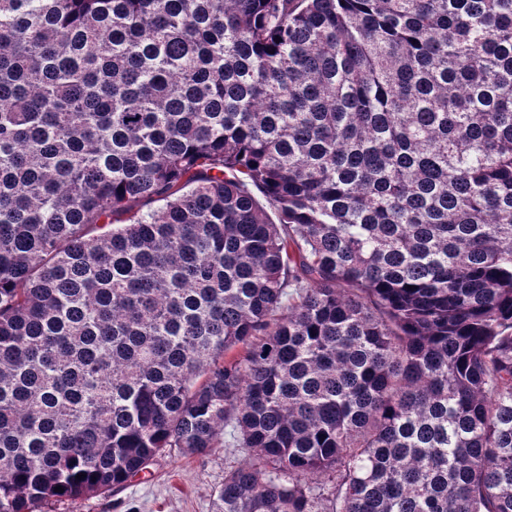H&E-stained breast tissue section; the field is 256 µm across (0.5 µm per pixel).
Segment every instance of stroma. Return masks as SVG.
I'll use <instances>...</instances> for the list:
<instances>
[{
    "label": "stroma",
    "mask_w": 512,
    "mask_h": 512,
    "mask_svg": "<svg viewBox=\"0 0 512 512\" xmlns=\"http://www.w3.org/2000/svg\"><path fill=\"white\" fill-rule=\"evenodd\" d=\"M240 453L219 447L203 455L158 458L111 496L53 504V512H211L212 494Z\"/></svg>",
    "instance_id": "stroma-1"
}]
</instances>
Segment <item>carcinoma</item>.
<instances>
[{
  "mask_svg": "<svg viewBox=\"0 0 512 512\" xmlns=\"http://www.w3.org/2000/svg\"><path fill=\"white\" fill-rule=\"evenodd\" d=\"M221 444L512 512V0H0V512Z\"/></svg>",
  "mask_w": 512,
  "mask_h": 512,
  "instance_id": "obj_1",
  "label": "carcinoma"
}]
</instances>
